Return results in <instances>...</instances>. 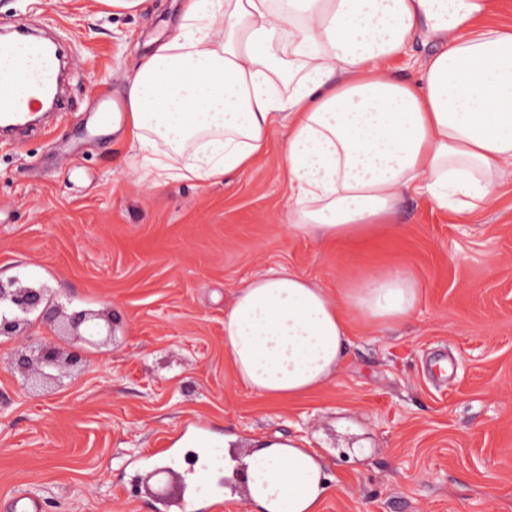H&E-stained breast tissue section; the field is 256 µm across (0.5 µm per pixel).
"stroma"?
<instances>
[{"mask_svg": "<svg viewBox=\"0 0 512 512\" xmlns=\"http://www.w3.org/2000/svg\"><path fill=\"white\" fill-rule=\"evenodd\" d=\"M181 0L117 15L96 0H0V30L39 22L67 53L62 109L0 136V277L50 288L64 309L111 310L114 337L32 388L0 344V512L20 493L44 512H161L186 485L200 512H261L241 487L263 442L323 464L320 512H512V172L473 213L406 195L396 223L324 241L288 222L287 128L243 174L208 185L143 178L140 155L92 130L95 98L174 30ZM283 267L340 299L360 273L398 269L421 298L409 319L347 311L336 377L266 399L235 378L224 312L242 281Z\"/></svg>", "mask_w": 512, "mask_h": 512, "instance_id": "obj_1", "label": "stroma"}]
</instances>
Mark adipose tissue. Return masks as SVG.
I'll list each match as a JSON object with an SVG mask.
<instances>
[{
  "mask_svg": "<svg viewBox=\"0 0 512 512\" xmlns=\"http://www.w3.org/2000/svg\"><path fill=\"white\" fill-rule=\"evenodd\" d=\"M494 0H186L126 86L124 132L146 174L216 183L247 171L270 133L288 129L290 219L345 240L394 223L400 199L472 212L512 167V32L486 22ZM442 42L417 80L386 62L415 40ZM417 283L399 270L360 275L343 304L305 277L271 268L245 280L224 313L237 379L282 398L337 374L345 309L378 325L405 321ZM263 512H318L330 490L293 444L246 460Z\"/></svg>",
  "mask_w": 512,
  "mask_h": 512,
  "instance_id": "ef3b65f1",
  "label": "adipose tissue"
}]
</instances>
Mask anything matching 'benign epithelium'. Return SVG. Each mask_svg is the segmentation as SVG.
Listing matches in <instances>:
<instances>
[{
    "instance_id": "obj_1",
    "label": "benign epithelium",
    "mask_w": 512,
    "mask_h": 512,
    "mask_svg": "<svg viewBox=\"0 0 512 512\" xmlns=\"http://www.w3.org/2000/svg\"><path fill=\"white\" fill-rule=\"evenodd\" d=\"M32 314L50 330L66 326L73 340L82 345L98 347L103 343L102 330L112 333L110 315L103 317L88 310L66 313L53 303L50 289L21 286L16 278L0 280V338L12 340L22 335L32 324L29 319ZM82 353L83 349L78 348L65 354L51 344L34 342L14 354L13 364L23 376L47 385L57 381L53 371L64 365L80 364Z\"/></svg>"
}]
</instances>
